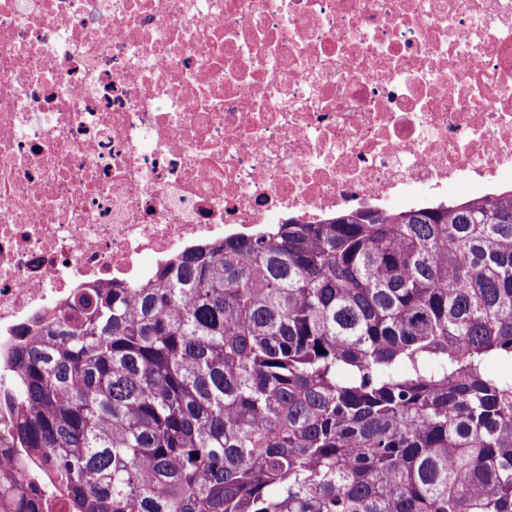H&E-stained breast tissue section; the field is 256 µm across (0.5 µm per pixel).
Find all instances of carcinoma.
Returning <instances> with one entry per match:
<instances>
[{
    "mask_svg": "<svg viewBox=\"0 0 512 512\" xmlns=\"http://www.w3.org/2000/svg\"><path fill=\"white\" fill-rule=\"evenodd\" d=\"M0 364V512H512V192L204 243Z\"/></svg>",
    "mask_w": 512,
    "mask_h": 512,
    "instance_id": "cac0c4a2",
    "label": "carcinoma"
}]
</instances>
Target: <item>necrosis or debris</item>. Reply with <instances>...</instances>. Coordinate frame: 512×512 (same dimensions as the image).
Here are the masks:
<instances>
[{"label":"necrosis or debris","instance_id":"4bbe7bcc","mask_svg":"<svg viewBox=\"0 0 512 512\" xmlns=\"http://www.w3.org/2000/svg\"><path fill=\"white\" fill-rule=\"evenodd\" d=\"M512 191V0H0V352L74 289Z\"/></svg>","mask_w":512,"mask_h":512}]
</instances>
